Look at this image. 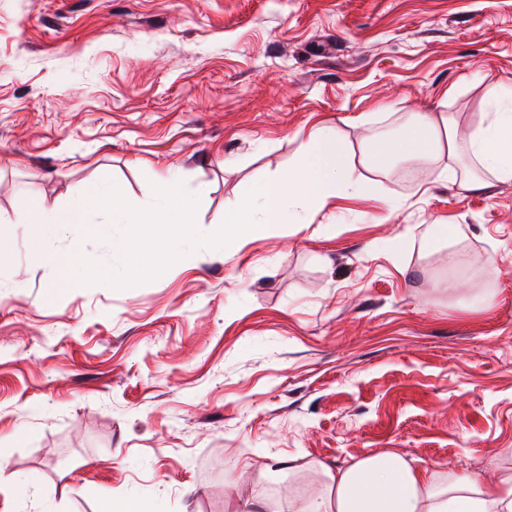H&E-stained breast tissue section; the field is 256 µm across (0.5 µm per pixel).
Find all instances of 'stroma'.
<instances>
[{"label": "stroma", "mask_w": 512, "mask_h": 512, "mask_svg": "<svg viewBox=\"0 0 512 512\" xmlns=\"http://www.w3.org/2000/svg\"><path fill=\"white\" fill-rule=\"evenodd\" d=\"M494 82L512 0H0V512H234L245 461L247 493L284 504L312 477L264 475L274 454L512 469V182L362 156L414 112L473 130ZM317 124L360 187L311 223L127 288L29 259L31 205L110 181L136 206L173 166L213 233ZM91 221L38 233L109 264L121 227ZM463 283L494 306L450 307Z\"/></svg>", "instance_id": "stroma-1"}]
</instances>
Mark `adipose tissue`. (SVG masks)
Here are the masks:
<instances>
[{
  "mask_svg": "<svg viewBox=\"0 0 512 512\" xmlns=\"http://www.w3.org/2000/svg\"><path fill=\"white\" fill-rule=\"evenodd\" d=\"M396 152L412 162L447 158L444 179L467 189L481 187L488 174L511 182L512 85L488 88L481 122L466 137H459L454 114L416 112L399 143L371 137L364 158L380 168ZM467 161L474 171L462 181L458 171ZM313 468L321 474L320 483L311 491L290 495L287 508L241 495L236 512H512V472L489 480L452 466L443 470L414 466L396 453L370 455L337 469L297 457L272 456L264 471L274 476Z\"/></svg>",
  "mask_w": 512,
  "mask_h": 512,
  "instance_id": "obj_1",
  "label": "adipose tissue"
}]
</instances>
